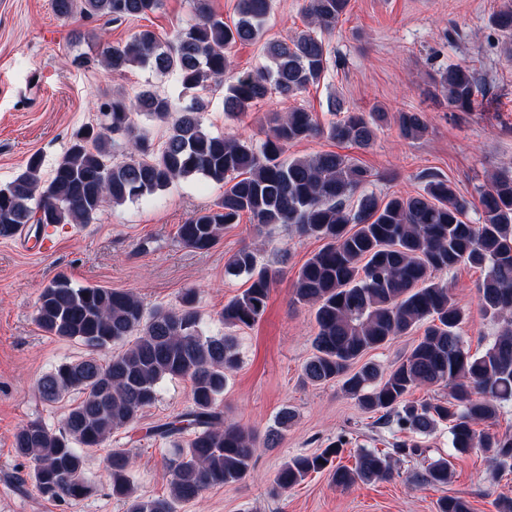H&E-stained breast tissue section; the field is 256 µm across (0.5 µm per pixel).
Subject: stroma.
Instances as JSON below:
<instances>
[{"instance_id": "1", "label": "stroma", "mask_w": 512, "mask_h": 512, "mask_svg": "<svg viewBox=\"0 0 512 512\" xmlns=\"http://www.w3.org/2000/svg\"><path fill=\"white\" fill-rule=\"evenodd\" d=\"M501 0H350L349 11L326 35L330 64L324 78L296 99H265L238 118L224 114V91L208 96L203 114L207 129L260 142L269 113L294 106L311 110L320 126L334 121L331 103L342 111L424 113L428 124L418 140L401 137L395 124L376 133L367 148L339 143L316 134L295 143L289 156L324 151L346 155L368 168L370 191L378 196L412 195L423 177L433 173L473 198L474 189L504 164L512 163V53L489 16ZM305 0H274L265 37L282 40L304 27ZM195 20L194 0H161L146 17L122 25H105L81 17L58 18L51 0H0V185L24 168L31 154L43 158L51 172L65 155L75 130L97 122L99 107L117 94L134 95L144 87L178 97L169 77L134 67L121 75L85 71L73 59L94 53L96 32L108 29L121 42L139 29H150L165 41ZM451 63L476 69L488 88L481 111H451L434 88L438 70ZM221 190L201 178L180 180L155 196L121 205H104L91 223L62 224L54 234L56 248L44 254L28 237L0 239V512H125L106 484L109 448L134 456L133 481L144 496H169L168 460L173 440L155 436L154 426L187 412L190 384L182 379L162 383L157 401L143 410L134 427L113 434L110 447L88 454L85 475L97 486L91 497L70 506L42 498L26 475L28 462L16 457L13 436L32 420L57 426L74 396L49 404L37 387L55 365L87 355L81 342L44 332L35 322L42 289L57 276L73 286H100L133 292L146 309L178 306L187 290L196 293L204 329L228 333L239 353V367L229 378L222 404L242 427L265 435L282 408L294 420L275 447H259L249 475L224 487L206 489L178 512H436L443 495L467 499L472 512H498L501 497L512 498V473L498 475L481 450L454 459L445 487L418 484L417 466L403 457L391 460L388 479L341 489L327 474H310L288 491L274 492L281 463L298 454L320 452L343 440L340 461L353 466L360 449L387 448L398 432L383 426L377 414L361 409L340 382L314 385L303 375L316 332L314 312L294 296L296 273L321 248L319 240L298 236L285 225L256 229L249 218L225 229L211 250L185 247L178 227L200 209L213 206ZM244 246L258 248L262 265L276 269L267 307L250 328L225 329L219 315L234 296L249 286L247 275L226 271L230 255ZM481 270L465 265L448 272L454 297L465 308L468 346L483 349L498 326L480 311L477 288Z\"/></svg>"}]
</instances>
